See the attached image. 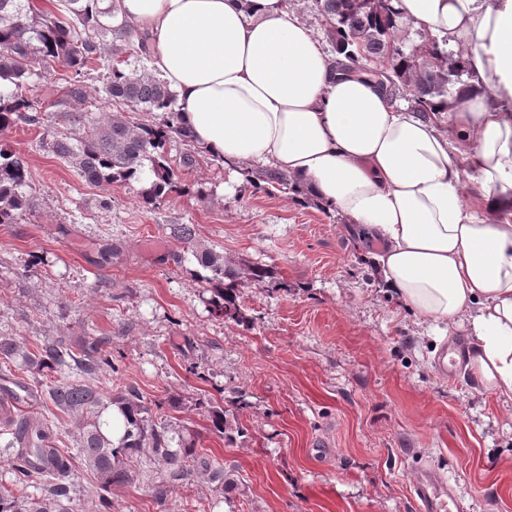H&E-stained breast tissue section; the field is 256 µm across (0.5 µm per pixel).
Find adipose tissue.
I'll list each match as a JSON object with an SVG mask.
<instances>
[{
	"instance_id": "obj_1",
	"label": "adipose tissue",
	"mask_w": 512,
	"mask_h": 512,
	"mask_svg": "<svg viewBox=\"0 0 512 512\" xmlns=\"http://www.w3.org/2000/svg\"><path fill=\"white\" fill-rule=\"evenodd\" d=\"M195 143L225 169L272 168L381 241L370 261L403 305L448 335L512 400V0H398L404 22L464 53L473 86L426 118L344 74L288 0H119ZM475 183L484 211L466 201Z\"/></svg>"
}]
</instances>
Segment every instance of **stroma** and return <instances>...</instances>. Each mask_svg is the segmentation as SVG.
Segmentation results:
<instances>
[{
	"label": "stroma",
	"instance_id": "stroma-1",
	"mask_svg": "<svg viewBox=\"0 0 512 512\" xmlns=\"http://www.w3.org/2000/svg\"><path fill=\"white\" fill-rule=\"evenodd\" d=\"M101 41L89 86L108 113L103 74L138 62L122 41ZM46 134L0 131L32 171L35 203L0 224V336H111L116 370L94 386L136 385L150 420H169L173 449L197 436L224 464V493L194 480L160 506L151 487L162 467L142 453L131 481L113 485L110 512H419L410 479L430 465L467 512H512V401L466 368L439 371L444 341L365 259L380 242H357L342 215L290 193L244 190L217 162L181 169L178 140L177 187L148 206L138 183L85 182L41 147ZM178 224L195 225L200 249L267 267L287 290L244 283L243 321L218 317ZM212 397L224 439L199 407Z\"/></svg>",
	"mask_w": 512,
	"mask_h": 512
}]
</instances>
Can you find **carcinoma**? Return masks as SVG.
<instances>
[{"instance_id": "carcinoma-1", "label": "carcinoma", "mask_w": 512, "mask_h": 512, "mask_svg": "<svg viewBox=\"0 0 512 512\" xmlns=\"http://www.w3.org/2000/svg\"><path fill=\"white\" fill-rule=\"evenodd\" d=\"M100 2L58 0L56 12L48 13L35 11L29 0H0V131L18 122L44 123L45 118L22 90L35 75L34 67L47 73L60 63L69 76L63 78L64 94L57 105L66 107L65 120L71 131L52 134V140L43 146L89 182H138L142 201L154 205L174 187L175 173L167 157L170 141L178 139L187 146L183 156L186 167L207 158V151L194 145L183 130L175 95L144 68H112L106 75L105 90L112 102L150 113L153 119L133 121L124 110L103 118L92 116L91 93L84 77L89 65L101 57L103 46L98 36L119 34L127 38L136 56L144 59L150 53L147 34L134 32L125 22L112 25L115 4L102 7ZM318 2L326 39L348 61L344 69L368 77L391 99L407 101L414 111L425 116L448 111L452 89L472 80L462 53L440 47L428 34L399 20L396 0ZM245 181L255 189L265 183L292 193L304 204L311 202L285 176L257 173L246 176ZM31 182L32 171L23 158L0 147V224H14L33 209V197L26 191ZM175 232L207 271L203 280L212 285V312L241 321L242 275L264 284L270 278L269 270L255 266L243 271L213 251L196 253V230L191 224H179ZM106 344L104 336H88L75 348L62 339L31 344L24 337L0 336V379L7 382L0 388L4 396L13 402L20 400L8 387L12 383L25 390L31 401L53 403L74 419L76 428V448L70 452L56 447L58 427L37 412L0 420V435L9 436L0 454L7 455L16 483L35 482L40 487V494L33 498L0 491V512H83L81 499L72 496L77 460L93 479L91 492L97 497L98 512H109L112 485L132 479L134 455L143 448L151 449L165 468L166 478L152 489V497L159 503L167 498L171 485L194 477L203 479L215 492L224 488V466L211 458L208 450L192 441L178 452L169 449L168 424L147 423L149 407L138 388L127 385L114 398L87 383L103 368L112 367ZM18 361L22 368L43 376L46 387L37 390L15 380L11 366ZM115 402L122 418L116 432L109 413ZM206 410L213 431L224 434V407L210 402Z\"/></svg>"}]
</instances>
